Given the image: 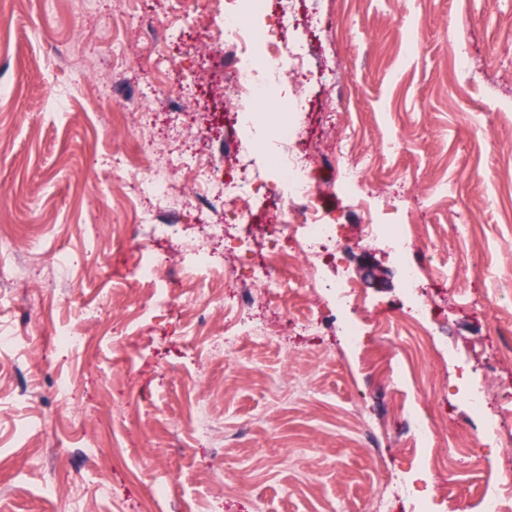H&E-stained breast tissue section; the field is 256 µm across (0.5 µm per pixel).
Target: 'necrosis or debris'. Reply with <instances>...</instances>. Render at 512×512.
<instances>
[{
	"instance_id": "4bbe7bcc",
	"label": "necrosis or debris",
	"mask_w": 512,
	"mask_h": 512,
	"mask_svg": "<svg viewBox=\"0 0 512 512\" xmlns=\"http://www.w3.org/2000/svg\"><path fill=\"white\" fill-rule=\"evenodd\" d=\"M223 9L224 86L234 100H277L281 111L276 115L238 113V120L250 125L275 128V143L270 153L273 182L254 175L250 158L235 154L232 177H217L204 155L178 132V144L167 150L161 165H144L128 170L126 182L132 196L141 202L135 218L138 225H159L162 215L171 213L178 199L181 179H188L194 198L222 194L234 203L255 196L270 197L279 211L282 226L297 225L300 245L311 254H319L326 243L339 242V231L320 205V192L309 173V161L295 149L297 131L294 114L300 111L305 88L315 67L311 45L305 40L284 41V32L295 26L299 0H277L269 8L268 0H209ZM293 80L299 89L293 99L282 100L285 80ZM299 247L275 245L271 260L253 263L241 279L236 323L225 326L224 336L215 343L216 354L231 350L243 336L263 337L262 325L251 318L253 299L258 289L271 288L281 274L299 263Z\"/></svg>"
}]
</instances>
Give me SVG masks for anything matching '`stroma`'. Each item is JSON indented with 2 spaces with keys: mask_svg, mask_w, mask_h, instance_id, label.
Returning <instances> with one entry per match:
<instances>
[{
  "mask_svg": "<svg viewBox=\"0 0 512 512\" xmlns=\"http://www.w3.org/2000/svg\"><path fill=\"white\" fill-rule=\"evenodd\" d=\"M176 5L0 0V335L12 339L0 347V512H372L379 494L389 512H414L437 485L415 460L444 450L448 497L434 512H479L482 479L512 483L502 444L482 446L472 470L469 406L485 388L512 441V0H322L294 29L325 71L295 116L321 204L349 238L367 221L339 190L348 133L354 157L374 160L364 195L410 225L409 255L427 262L419 292L439 356L401 322L413 302L401 259L351 238L320 288L296 269L259 299L267 336L215 356L245 265L225 252L220 277L182 251L224 202L146 237L120 183L144 142L104 93L154 113V151L168 150L158 87L182 76L153 74L154 42L108 19L131 6L156 21ZM221 26L204 18L169 50L222 66ZM459 42L466 71L453 67ZM200 146L216 170L241 148L268 173L264 143L233 119ZM150 258L162 268L145 289ZM346 275L363 296L348 313L368 326L358 345L331 290ZM75 329L85 348L60 344ZM418 412L433 441L418 439Z\"/></svg>",
  "mask_w": 512,
  "mask_h": 512,
  "instance_id": "obj_1",
  "label": "stroma"
}]
</instances>
